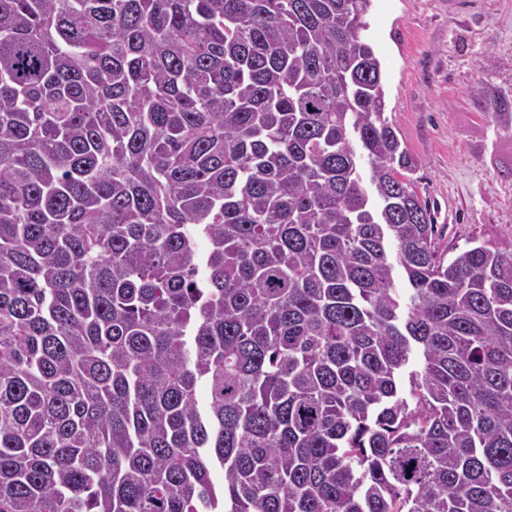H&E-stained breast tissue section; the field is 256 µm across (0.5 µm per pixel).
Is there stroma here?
<instances>
[{"label": "stroma", "mask_w": 512, "mask_h": 512, "mask_svg": "<svg viewBox=\"0 0 512 512\" xmlns=\"http://www.w3.org/2000/svg\"><path fill=\"white\" fill-rule=\"evenodd\" d=\"M386 115L417 159L414 189L449 254L468 240L512 250V0H372Z\"/></svg>", "instance_id": "stroma-1"}]
</instances>
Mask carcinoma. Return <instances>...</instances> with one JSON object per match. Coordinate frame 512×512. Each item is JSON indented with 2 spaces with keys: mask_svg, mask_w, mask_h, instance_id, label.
Instances as JSON below:
<instances>
[{
  "mask_svg": "<svg viewBox=\"0 0 512 512\" xmlns=\"http://www.w3.org/2000/svg\"><path fill=\"white\" fill-rule=\"evenodd\" d=\"M371 4L0 0V512H512V252Z\"/></svg>",
  "mask_w": 512,
  "mask_h": 512,
  "instance_id": "obj_1",
  "label": "carcinoma"
}]
</instances>
